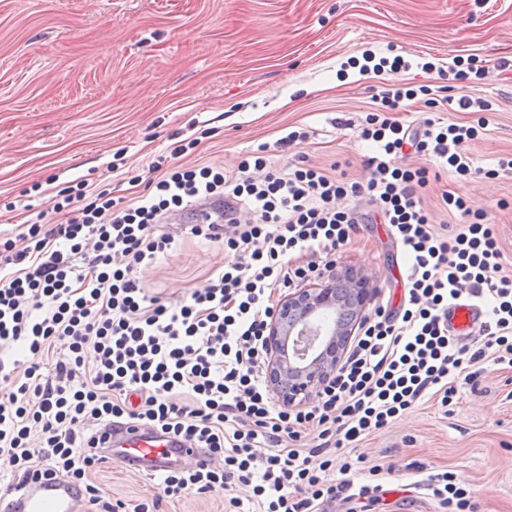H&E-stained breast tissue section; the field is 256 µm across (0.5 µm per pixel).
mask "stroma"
Wrapping results in <instances>:
<instances>
[{
    "label": "stroma",
    "instance_id": "stroma-1",
    "mask_svg": "<svg viewBox=\"0 0 512 512\" xmlns=\"http://www.w3.org/2000/svg\"><path fill=\"white\" fill-rule=\"evenodd\" d=\"M402 56L404 81L438 87L437 68L472 55L483 79L463 91L492 102L488 124L467 150L474 167L512 156V0H0V238L52 207L58 189L87 180L125 205L145 193L149 164L172 143L196 139L179 159L235 173L246 151L272 146L281 167L292 150L275 143L289 127L308 129L301 150L318 166L363 173L371 143L359 137L390 71L362 75L360 61ZM346 113L353 124L334 123ZM124 166L113 168L114 154ZM487 212L512 275V170L488 180L437 169L424 197L435 226L459 214L443 193ZM193 211L155 228L173 243L138 278L148 295L188 300L224 260L221 243L193 236ZM408 259L383 224H360L334 257L336 271L369 274L371 302L397 306ZM451 412L425 396L415 409L358 447L367 468L355 485L378 482L368 512H444L420 476L449 472L476 512H512V368L493 360L457 380ZM380 464L389 473L371 478ZM103 497L128 506L155 494L150 476L119 464L98 472Z\"/></svg>",
    "mask_w": 512,
    "mask_h": 512
}]
</instances>
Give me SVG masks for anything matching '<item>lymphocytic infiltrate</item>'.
I'll return each mask as SVG.
<instances>
[{"label":"lymphocytic infiltrate","instance_id":"1","mask_svg":"<svg viewBox=\"0 0 512 512\" xmlns=\"http://www.w3.org/2000/svg\"><path fill=\"white\" fill-rule=\"evenodd\" d=\"M387 68L396 79L361 128L375 148L363 177L301 159L275 169L264 143L228 177L218 165H180L189 146L178 141L151 163V191L139 200L117 210L108 190L91 195L74 180L20 242L0 246V345L20 342L28 352L12 367L0 362V381L11 386L0 402V455L13 467V486L37 474L66 476L83 487L87 512H158L162 501L192 491L227 494L225 512H240L245 487L267 512H326L338 500L376 497V488L355 486L344 449L388 428L428 390L452 405L465 367L488 358L512 366V275L501 272L487 213L447 193L444 209L464 222L449 234L435 229L423 203L429 168L397 162L408 149L470 175L474 125L412 126L396 115L419 102L473 113L493 104L468 94L428 97L427 86L400 79L407 62L397 57ZM196 202L218 206L212 223L191 232L223 240L224 263L189 301L168 305L148 296L136 273L171 247L154 236L155 224ZM364 205L409 260L403 298L397 308H373L311 405L276 406L265 369L273 289L296 290L330 272ZM52 213L64 222L48 225ZM464 293L493 304L472 346L448 334V303ZM117 419L161 427L215 462L161 476L157 494L127 510L102 499L93 481L109 458L89 429Z\"/></svg>","mask_w":512,"mask_h":512}]
</instances>
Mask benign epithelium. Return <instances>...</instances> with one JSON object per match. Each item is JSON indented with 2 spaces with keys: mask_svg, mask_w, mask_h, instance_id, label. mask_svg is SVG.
Wrapping results in <instances>:
<instances>
[{
  "mask_svg": "<svg viewBox=\"0 0 512 512\" xmlns=\"http://www.w3.org/2000/svg\"><path fill=\"white\" fill-rule=\"evenodd\" d=\"M337 284L303 288L284 298L269 325L266 372L270 390L285 405L307 398L330 378L343 359L352 336L365 317L369 282L347 279L348 305L353 318L339 322L325 333L308 338V320L331 310L338 302Z\"/></svg>",
  "mask_w": 512,
  "mask_h": 512,
  "instance_id": "7a95c632",
  "label": "benign epithelium"
}]
</instances>
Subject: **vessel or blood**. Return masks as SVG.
<instances>
[{"label":"vessel or blood","mask_w":512,"mask_h":512,"mask_svg":"<svg viewBox=\"0 0 512 512\" xmlns=\"http://www.w3.org/2000/svg\"><path fill=\"white\" fill-rule=\"evenodd\" d=\"M486 313L479 302L464 294L448 304V330L460 339L480 334ZM106 447L124 468L156 475L176 467L196 468L213 463L206 449L195 448L167 431L123 423L105 433ZM5 512H84L80 489L53 475L30 479Z\"/></svg>","instance_id":"1"}]
</instances>
